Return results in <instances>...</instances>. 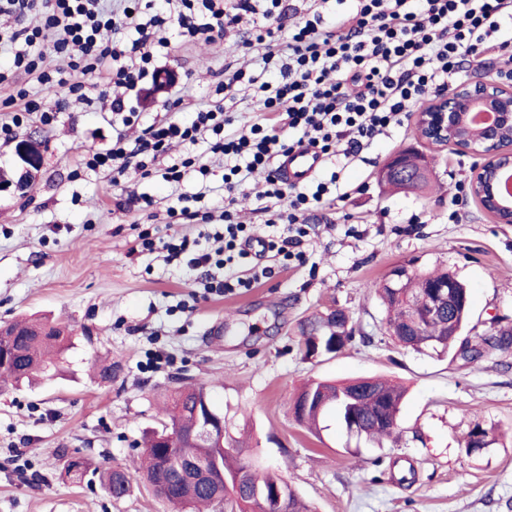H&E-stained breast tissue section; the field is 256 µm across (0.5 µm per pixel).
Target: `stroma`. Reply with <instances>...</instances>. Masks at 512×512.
<instances>
[{
	"mask_svg": "<svg viewBox=\"0 0 512 512\" xmlns=\"http://www.w3.org/2000/svg\"><path fill=\"white\" fill-rule=\"evenodd\" d=\"M167 36L158 65L169 80L125 94L134 113L127 127L109 105L73 101L35 76L0 84V121L21 88L57 114L48 126L31 114L11 139L0 138L2 169L16 141L35 135L44 143L25 194L0 192V322L46 317L71 331L55 375L0 391V512H168L139 482L116 500L95 474L65 481L62 457L133 469L165 391L188 383L206 387L226 429L248 431L258 464L281 473L313 512H512V350L467 363L402 348L386 333L372 288L400 262L445 268L470 290L465 337L476 343L512 330V224L495 223L468 194L473 159L451 147L436 152V185L423 193L381 185L380 166L418 145L406 122L347 166L324 165L348 197L308 215L304 261L254 255L237 265L238 276L251 278L257 266L267 277L249 288H206L162 251L137 250L146 229L207 245L213 225L166 219L180 195L203 190L207 206L223 205L224 166L206 144L172 148L118 181L83 158L109 148L117 132L138 135L218 98L225 67H260L261 49L242 47L235 33L211 43ZM182 154L209 164L208 179L190 168L180 183L165 181ZM143 196L152 206L142 207ZM330 308L350 315L353 342L339 355L304 359L299 322ZM218 320L220 336L212 333ZM102 358L119 365L112 380L92 375ZM362 377L406 387L396 440L365 443L331 415L314 434L293 418L292 399L306 382ZM477 422L492 429L493 442L468 455L462 439Z\"/></svg>",
	"mask_w": 512,
	"mask_h": 512,
	"instance_id": "35a3bbf8",
	"label": "stroma"
}]
</instances>
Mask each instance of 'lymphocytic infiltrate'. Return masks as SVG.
<instances>
[{
  "label": "lymphocytic infiltrate",
  "mask_w": 512,
  "mask_h": 512,
  "mask_svg": "<svg viewBox=\"0 0 512 512\" xmlns=\"http://www.w3.org/2000/svg\"><path fill=\"white\" fill-rule=\"evenodd\" d=\"M52 12L44 22L0 31V43L15 46L14 70L37 74L41 84L72 96L83 83L72 73L89 77L107 73L111 84L134 89L156 76V59L169 40L162 29L176 27L190 38L213 39L244 16L268 18L280 0H165L153 14L107 11L103 0H50ZM512 20V0H355L351 11L325 21L320 13L300 18L287 39L275 37L268 27H255L254 41L263 49V63L279 77L262 80L242 69L225 70L224 91L242 86L252 90L263 111L273 114V124L234 123L222 106L197 107L186 120L152 124L135 146L117 134L112 146L85 155L91 170L106 169L125 176L134 158L171 143L207 141L212 154L224 160L225 209L221 215L175 203L167 210L171 223L221 219L215 232L214 252L198 250L196 242L173 237L156 244L142 236L141 248H163L194 270L219 266L232 270L236 260L247 258L243 246L245 225L232 209V196L250 176L264 174L261 193L274 233L268 243L280 253L296 247L305 230L307 215L322 206L329 186L317 182L314 190L285 183L273 170L275 159L296 145H308L323 156H357L365 145L383 135L391 125L403 124L412 109L431 93L446 89L464 66H481L493 51L512 52V35L501 24ZM131 29L133 38L108 41L104 31ZM71 45L80 56L67 67L45 66L47 49ZM285 121L290 137L281 140L278 121Z\"/></svg>",
  "instance_id": "1"
}]
</instances>
